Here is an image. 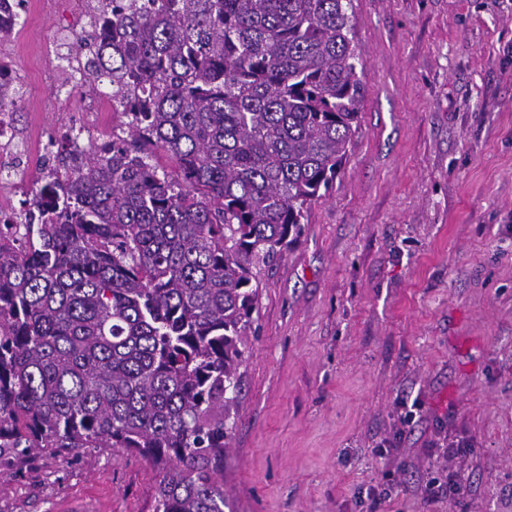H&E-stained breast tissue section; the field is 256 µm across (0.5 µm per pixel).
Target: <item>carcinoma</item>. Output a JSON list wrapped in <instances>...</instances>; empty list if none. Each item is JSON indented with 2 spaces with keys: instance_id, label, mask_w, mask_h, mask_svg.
Instances as JSON below:
<instances>
[{
  "instance_id": "cac0c4a2",
  "label": "carcinoma",
  "mask_w": 512,
  "mask_h": 512,
  "mask_svg": "<svg viewBox=\"0 0 512 512\" xmlns=\"http://www.w3.org/2000/svg\"><path fill=\"white\" fill-rule=\"evenodd\" d=\"M113 2L90 0L65 84L129 137H66L0 226V453L120 448L158 473L154 512H224L255 270L358 126L353 0Z\"/></svg>"
}]
</instances>
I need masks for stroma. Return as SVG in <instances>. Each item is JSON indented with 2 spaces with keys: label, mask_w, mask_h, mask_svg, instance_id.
<instances>
[{
  "label": "stroma",
  "mask_w": 512,
  "mask_h": 512,
  "mask_svg": "<svg viewBox=\"0 0 512 512\" xmlns=\"http://www.w3.org/2000/svg\"><path fill=\"white\" fill-rule=\"evenodd\" d=\"M38 2L0 47L28 144L75 118L42 76L75 0ZM353 12L358 128L299 242L258 273L224 490L233 512H512V0ZM421 472L464 495L426 499ZM156 483L109 448L5 457L0 512H153Z\"/></svg>",
  "instance_id": "obj_1"
}]
</instances>
